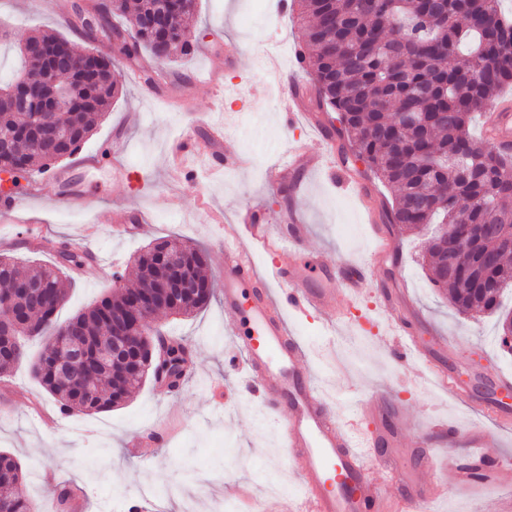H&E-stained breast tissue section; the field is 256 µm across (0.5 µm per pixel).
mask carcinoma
<instances>
[{"label":"carcinoma","instance_id":"cac0c4a2","mask_svg":"<svg viewBox=\"0 0 512 512\" xmlns=\"http://www.w3.org/2000/svg\"><path fill=\"white\" fill-rule=\"evenodd\" d=\"M297 6L303 21L299 56L313 80L312 111L337 113L336 133L349 137L352 155L394 189L391 207L384 211L388 223L453 228L464 217L471 224H500L511 232L512 153L482 147L469 131L475 114L512 85V18L501 12L500 0H297ZM74 10L85 37H108L118 59L89 65L86 50L49 32L19 45L23 68L13 82L0 85V96L30 73L29 42L75 63V71L55 76L56 84L70 94L53 124L68 127L70 136L56 142L48 128L44 148L13 156L23 176L38 164L72 156L92 135L97 117L119 94V62L141 65L144 48L159 60L162 38L170 48L169 62L192 47L187 34L195 0H174L172 11L163 10L161 0H116L109 13L98 3H76ZM115 13L129 16L133 32L112 24ZM408 112L418 113L420 122L409 119ZM28 124L29 115L0 104V131ZM158 248L181 254L184 274L202 286L200 294L183 298L172 314L186 316L206 306L214 289L203 271L204 253L177 238L158 242L136 257L133 286L110 293L63 323L57 313L66 300L65 271L84 267L92 254L64 248L56 264L25 267L11 256H0V289L23 316L26 338L61 333L68 344L88 351L84 366L68 371L58 368L56 350L48 347L29 363L32 377L55 398L61 413L96 414L120 407L165 362L155 356L151 370L133 373L122 359L101 365L94 354L111 346L112 319L127 313L128 296L167 276L153 257ZM447 251L442 237L428 240L423 259L433 285L447 289L450 304L463 314L496 312L501 296L512 291L508 252L490 242L478 244L470 266L447 273L442 264ZM24 283L45 288L34 297L17 291ZM24 360L22 343L15 352L0 355V374H9ZM0 472V502L8 504L9 512H37L27 493L25 470L7 451L0 452Z\"/></svg>","mask_w":512,"mask_h":512}]
</instances>
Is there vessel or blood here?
Here are the masks:
<instances>
[{"label":"vessel or blood","mask_w":512,"mask_h":512,"mask_svg":"<svg viewBox=\"0 0 512 512\" xmlns=\"http://www.w3.org/2000/svg\"><path fill=\"white\" fill-rule=\"evenodd\" d=\"M283 102L287 122L307 113L297 81H289ZM307 115L325 146L327 171L335 173L343 161L331 129L319 115ZM485 135L500 147L512 148L511 103H503L495 111L493 126ZM221 142L216 136L203 146L187 137L177 149L184 156L207 159L216 170L238 167L236 155L220 152ZM313 165L303 150H295L284 163L270 169L268 182H299L301 173ZM42 197L37 186L22 193L1 191L0 222L22 223L26 205ZM285 221L282 231H274L260 211L246 206L238 210L235 223L224 227L222 295L224 329L232 338L230 361L245 362L248 380L258 389L268 411L286 412L281 451L304 493L288 512H389L387 488L401 482V473L391 466L384 480L368 476L372 463L383 458L382 447L400 444L397 432L383 426L389 418V403L370 397L359 402L349 417H335L308 365L306 349L287 319L291 312L321 311L327 315L328 329L336 330L341 323L336 314L337 293H344L350 301L359 298L370 284L372 267L367 264L337 271L322 252H303L309 226L296 211H289ZM255 246L281 257L280 262L271 264L270 278H262L255 271L251 252ZM387 322L402 355L429 361V352L416 340L409 324L398 316L388 317ZM478 409L502 426L512 425V405L507 402L490 399ZM447 492L443 484H418L412 495L401 500L402 512H425Z\"/></svg>","instance_id":"vessel-or-blood-1"}]
</instances>
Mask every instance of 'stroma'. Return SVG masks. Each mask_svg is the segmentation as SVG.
Segmentation results:
<instances>
[{
    "instance_id": "stroma-1",
    "label": "stroma",
    "mask_w": 512,
    "mask_h": 512,
    "mask_svg": "<svg viewBox=\"0 0 512 512\" xmlns=\"http://www.w3.org/2000/svg\"><path fill=\"white\" fill-rule=\"evenodd\" d=\"M189 26L195 33L191 51L166 66L185 84V92L165 86L151 92L122 74V89L110 110L77 157L65 159L86 203L47 199L28 207L26 223H0V239L11 240V253L20 262L52 264L55 252L29 246L30 230H43L52 245H78L98 209L138 208L149 215V224L130 223L125 235L98 228L97 259L69 272L60 320L111 293L112 279L99 275V262L122 272L125 285H132L134 258L166 237L200 248L207 257L206 274L220 283L218 233L246 205L258 206L274 223L289 206L299 207L310 226L305 250H324L330 263L370 257L372 228L353 187L361 185L379 201L392 198L393 192L367 174L364 164L350 162L343 175L330 176L321 169L306 173L297 198L271 188L265 179L268 166L289 150H322L307 124L285 123L281 97L273 91L275 77L265 63L266 48L279 41L282 68L290 70L301 41L295 12L282 11L280 0H267L261 10L256 0H196ZM1 29L8 33L0 43L1 81L9 80L19 65L18 44L38 31L55 32L79 48L108 47L103 40H86L79 23L60 20L33 0H0ZM225 111L234 112L235 119L224 149L246 156L248 165L226 177L211 172L205 159L189 158L182 174L174 175L176 143L188 134L205 137L207 125ZM109 142L128 169L120 181L83 161ZM377 228L390 238L393 253L374 266L375 287L405 289L401 312L419 336L431 338L439 364L467 380L473 398H494L495 375L512 376V354L497 343L495 316L457 313L429 281L421 264L428 229L403 232L383 222ZM381 307L370 294L351 308L359 328L341 331L333 348L325 342V316H289L328 404L343 416L358 397L381 394L399 408L405 419L399 424L397 464L407 478L448 483L455 467L477 454L497 461L493 479L456 484L453 494L434 503L433 512H512V429L480 420L419 362L395 358ZM150 325L163 335L183 337L190 350L195 373L179 390L147 382L113 411L64 414L32 379L27 364L0 377V449L20 459L37 507L62 512L58 495L65 489L82 512H101L107 502L116 512H131L142 506L141 488L149 484L162 494L161 512H183L185 500L199 494L204 497L202 512H217L216 502L238 503L229 487L248 484L258 512H285L302 490L281 455L280 417L263 409L245 381V366L228 363L232 338L224 331L220 298L188 317H151ZM436 419L462 426L481 422L497 445L480 452L466 447L460 436L451 441L424 438Z\"/></svg>"
}]
</instances>
